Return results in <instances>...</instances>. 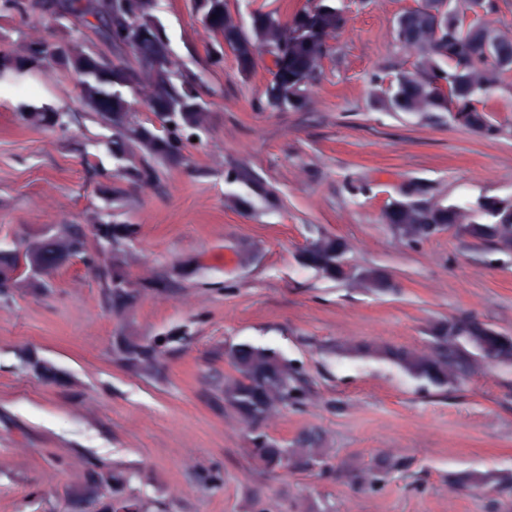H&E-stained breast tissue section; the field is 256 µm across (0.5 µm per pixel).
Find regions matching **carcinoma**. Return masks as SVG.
<instances>
[{
    "instance_id": "1",
    "label": "carcinoma",
    "mask_w": 512,
    "mask_h": 512,
    "mask_svg": "<svg viewBox=\"0 0 512 512\" xmlns=\"http://www.w3.org/2000/svg\"><path fill=\"white\" fill-rule=\"evenodd\" d=\"M194 7L216 37L210 50V64L218 67L224 63V46H229L240 73L253 72L256 61L254 47L261 45L276 54L280 44H285L290 55L288 65L270 71L271 92L265 94L262 107L299 110L318 79L317 59L328 53L323 48L322 36L336 31L345 23L338 0H319L320 15L315 28H306L300 14H295L288 24L299 32L294 39L285 35L283 22L273 11L257 10L250 16L248 27L231 24L232 14L226 0H193ZM444 0H424L422 6L405 12L407 22L397 31L401 37L412 32L415 22L428 19L434 38L425 48L423 60L430 69V79L424 82L406 80L401 72L391 82L397 87L401 99L392 93H379L380 76L371 78L370 100L372 105L387 112H410L414 103L425 97H439L434 111H448L447 104L456 102L458 111L469 112L481 123L466 122L462 127L488 138L501 135L486 111L479 107L482 93L472 92L461 82L465 71L481 67L492 75L494 87L505 85L506 75L512 71V53L503 57L494 51L491 40L493 21L487 16L497 11L495 0H485V17L471 20L443 9ZM0 12L27 15L40 13L53 22L72 18L81 27L90 30L96 40L87 36L66 34L53 43L56 50L33 49L23 53H1L0 74L20 71L28 66H47L67 74L78 89V100L86 114L108 132L103 146L112 156L127 162L125 174L138 183L151 184L158 179L161 163L179 165L186 160L185 150L190 139L205 132L210 112L197 105L202 88L195 78L182 71L178 74L158 66L155 58L166 48L160 35L166 29L157 15V0H0ZM154 34L125 50L119 31L130 27ZM151 83L154 101L151 116L144 119L130 112L129 96L137 93L141 83ZM163 118L165 125L156 128L155 117ZM25 126L68 130L70 115L44 107L28 106L19 113ZM226 182L241 184L259 191L265 201L277 197V191L255 171L235 166L226 175ZM496 202L487 199L475 209V228L457 230L497 245L493 236L481 229L493 221ZM134 224L101 223L100 236L111 242V250L101 253L90 245L88 235L81 227L67 226V252L62 244L49 237L27 236L20 239L11 250L0 249V295L10 296L17 284L13 273L18 257H23L28 270L55 272L73 259L81 260L95 273L101 294L110 311L119 320L137 296L149 286L136 283L126 272L127 247L137 236ZM306 266L318 271L329 280H336V244L326 241L310 252ZM485 323L471 315H456L438 323L433 328V365L422 360L419 351L389 343L360 342L348 352L361 358L392 363L416 380L439 389L460 384L463 373L475 355L489 356L500 363L511 365L512 358L502 357L503 348L485 334ZM171 343L168 336L145 340L133 334L117 337L113 348L114 360L143 372L154 370V356L158 348ZM233 375L224 380V407L231 409L247 427L258 430L266 439L259 445L251 442L249 455L254 462L269 472L278 471L282 461L292 469L304 471L324 462L327 450L321 447L320 438L307 435L291 447L281 445L262 431L263 425L290 406H300L306 400V388L299 368L280 353L269 349L238 343L225 351ZM405 468V461L383 455L370 471L353 474L356 482L373 487L388 475ZM131 476L114 473L94 475L92 482L112 488L115 506L112 512H145L144 505L120 496L124 483Z\"/></svg>"
}]
</instances>
